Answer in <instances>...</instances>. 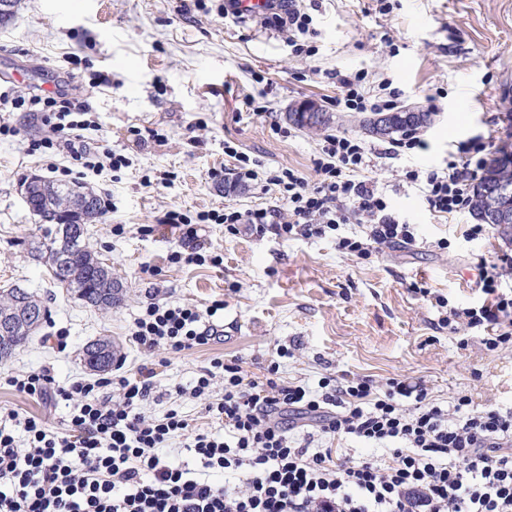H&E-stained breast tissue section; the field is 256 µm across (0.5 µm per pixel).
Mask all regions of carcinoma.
Returning a JSON list of instances; mask_svg holds the SVG:
<instances>
[{
    "instance_id": "1",
    "label": "carcinoma",
    "mask_w": 512,
    "mask_h": 512,
    "mask_svg": "<svg viewBox=\"0 0 512 512\" xmlns=\"http://www.w3.org/2000/svg\"><path fill=\"white\" fill-rule=\"evenodd\" d=\"M430 117V113L423 112L419 122L399 120L387 136L426 125ZM500 181L512 186V152L503 149L497 151L482 176L470 187L472 210L479 220H484L486 209L481 188ZM28 209L39 217V223L48 225L42 246L48 253L53 278L95 309L109 310L119 304L123 286L112 279L111 270L89 250L86 235L75 230V227L103 215L101 199L97 197L95 202L87 205L82 202L80 191L74 187L45 181L33 186ZM29 338L30 331L24 329L20 322L7 331L0 326V354L6 358L11 356ZM84 360L99 370L112 367V338H98L85 347Z\"/></svg>"
}]
</instances>
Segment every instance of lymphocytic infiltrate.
<instances>
[{
    "label": "lymphocytic infiltrate",
    "mask_w": 512,
    "mask_h": 512,
    "mask_svg": "<svg viewBox=\"0 0 512 512\" xmlns=\"http://www.w3.org/2000/svg\"><path fill=\"white\" fill-rule=\"evenodd\" d=\"M366 73L340 77V105L351 112L395 107L399 93L390 80L370 85ZM29 108L45 128L31 151L51 149L81 162L84 169L119 168L123 155L91 152L83 132L89 105L62 92L51 96L0 92V112ZM492 138L459 145L445 167L403 171L419 185L429 212L449 216L472 208L470 180L482 170ZM419 132L404 134L378 149L350 134L322 138L313 160L315 182L290 169L270 170L225 146L236 165L232 181L276 186L286 210L239 211L225 206L209 213L214 223L236 232L238 225L283 238H322L343 224H358V238L340 237L336 249L361 258L372 251L411 246L415 227L391 208L378 180L370 177L376 158L395 159L427 149ZM178 233L176 260L205 262L202 226L187 213L167 210L161 218ZM512 255L482 263L481 305L449 307L441 323L452 333L484 329L496 350L512 345ZM149 304L136 321L134 342L147 355L178 353L220 339L209 319L221 310ZM156 369L56 386L49 370L8 376L18 392L48 402L75 401L60 426L9 411L0 425V512H512V411L474 405L458 398L448 408L433 402L424 384L397 378H322L319 393L240 364L213 361L189 394L203 400L208 415L223 423L221 436L190 433L177 411L153 419L144 413L154 401ZM112 395H105V388ZM305 442H297L296 433ZM322 435L351 437L387 449L389 462L353 461L335 449H311ZM188 437L193 463L164 455L171 439ZM227 481L207 479V472Z\"/></svg>",
    "instance_id": "obj_1"
}]
</instances>
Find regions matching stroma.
<instances>
[{
    "instance_id": "1",
    "label": "stroma",
    "mask_w": 512,
    "mask_h": 512,
    "mask_svg": "<svg viewBox=\"0 0 512 512\" xmlns=\"http://www.w3.org/2000/svg\"><path fill=\"white\" fill-rule=\"evenodd\" d=\"M223 0L206 10L180 0H22L8 25H0V89L45 92L63 87L87 97L95 151L111 150L127 162L89 175L84 186L102 196L105 213L90 224L89 248L112 269L125 297L95 310L53 280L32 252L42 239L38 218L20 185L31 175L52 179V167L71 159L29 154L44 129L29 113L0 112V291L21 287L38 294L50 319L10 358L0 361V411L45 416L60 423L75 404H46L4 385L3 377L50 369L69 386L92 380L83 347L102 336L120 339L132 372L146 356L132 340L135 322L152 302L206 309L223 302L213 321L224 338L177 354L159 351L157 401L145 408L160 418L178 410L190 426L223 432L203 400L178 397L213 359L239 362L251 373L277 363L280 379L317 390L324 374L376 382L397 377L425 381L435 403L448 406L467 395L480 405L512 410V347L487 350L484 331L449 333L439 308L419 287L450 304L483 302L481 259L512 254L496 231L465 237L477 218L431 215L416 186L388 180L393 210L417 226V242L362 259L336 249L337 236H357L356 224L323 238L283 239L274 232L232 235L208 223L206 253L220 265L176 263L175 229L160 221L166 210L188 215L233 205L244 211L278 205V191L245 185L228 195L213 171L231 169L225 142L271 170L290 168L312 177V160L324 134L364 136L360 115L336 103L337 75L357 71L370 82L390 79L399 106L429 112L427 150L390 168L443 166L448 148L479 136L512 147V0H303L313 22L306 44L310 61L296 58L284 35L262 22L222 19ZM437 95L430 103L429 95ZM317 103L330 117L324 131L288 122L286 112ZM447 248H439V240ZM287 356H277V349Z\"/></svg>"
}]
</instances>
